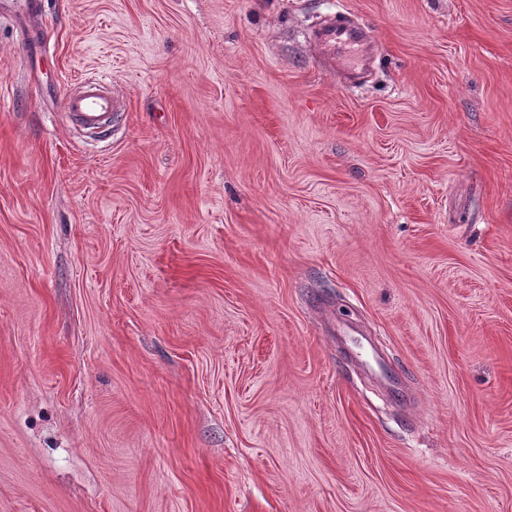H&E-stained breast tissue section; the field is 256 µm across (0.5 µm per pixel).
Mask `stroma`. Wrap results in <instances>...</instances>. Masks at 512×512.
<instances>
[{
  "label": "stroma",
  "mask_w": 512,
  "mask_h": 512,
  "mask_svg": "<svg viewBox=\"0 0 512 512\" xmlns=\"http://www.w3.org/2000/svg\"><path fill=\"white\" fill-rule=\"evenodd\" d=\"M40 2L0 12V512H512V0ZM318 49L328 56L334 68L354 73L372 56L374 41L363 27L345 20L319 28L314 36ZM77 90L64 100L66 117L74 125L105 131L112 127V118L125 111V104L112 91L111 79L97 77L76 83Z\"/></svg>",
  "instance_id": "35a3bbf8"
}]
</instances>
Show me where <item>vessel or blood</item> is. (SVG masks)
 Listing matches in <instances>:
<instances>
[{"instance_id":"obj_1","label":"vessel or blood","mask_w":512,"mask_h":512,"mask_svg":"<svg viewBox=\"0 0 512 512\" xmlns=\"http://www.w3.org/2000/svg\"><path fill=\"white\" fill-rule=\"evenodd\" d=\"M318 49L328 56L334 67L353 73L372 56L374 41L363 27L345 20L319 28L314 36ZM66 117L74 125L104 131L125 105L112 90L110 78L97 77L78 81L75 92L64 100Z\"/></svg>"}]
</instances>
